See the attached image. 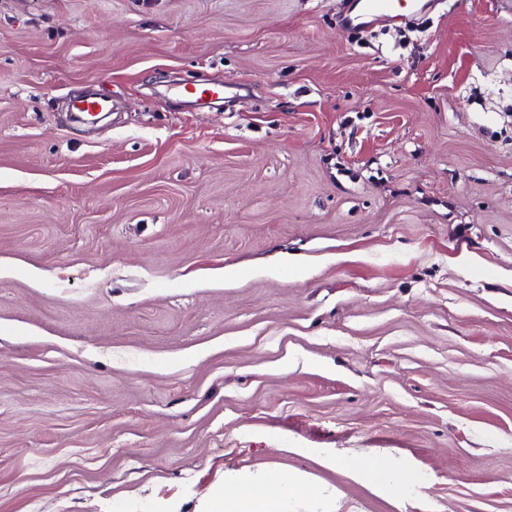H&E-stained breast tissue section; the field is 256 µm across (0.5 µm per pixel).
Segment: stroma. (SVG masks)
<instances>
[{
  "mask_svg": "<svg viewBox=\"0 0 512 512\" xmlns=\"http://www.w3.org/2000/svg\"><path fill=\"white\" fill-rule=\"evenodd\" d=\"M344 5L0 0V512H512V0ZM360 2H363L360 4ZM358 5L363 12V16L371 17L374 19H388V20H399L406 19L407 15L403 13V10L408 7L399 0H362ZM347 470L375 490L390 496H400L407 486L416 481V476L412 472L388 474L384 466L379 464L354 462L348 465ZM324 499V491L309 487L302 474L278 481L266 472L225 482L224 495H215L205 512H288L291 500L321 503Z\"/></svg>",
  "mask_w": 512,
  "mask_h": 512,
  "instance_id": "stroma-1",
  "label": "stroma"
}]
</instances>
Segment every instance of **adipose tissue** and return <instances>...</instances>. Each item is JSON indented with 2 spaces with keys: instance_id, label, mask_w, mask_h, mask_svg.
I'll list each match as a JSON object with an SVG mask.
<instances>
[{
  "instance_id": "1",
  "label": "adipose tissue",
  "mask_w": 512,
  "mask_h": 512,
  "mask_svg": "<svg viewBox=\"0 0 512 512\" xmlns=\"http://www.w3.org/2000/svg\"><path fill=\"white\" fill-rule=\"evenodd\" d=\"M347 470L375 490L391 496L401 495L416 480L414 473L390 474L379 464L354 462ZM324 498L323 490L309 487L304 475L295 474L278 481L267 472L225 482L223 493L213 497L206 512H288L289 502H320Z\"/></svg>"
}]
</instances>
